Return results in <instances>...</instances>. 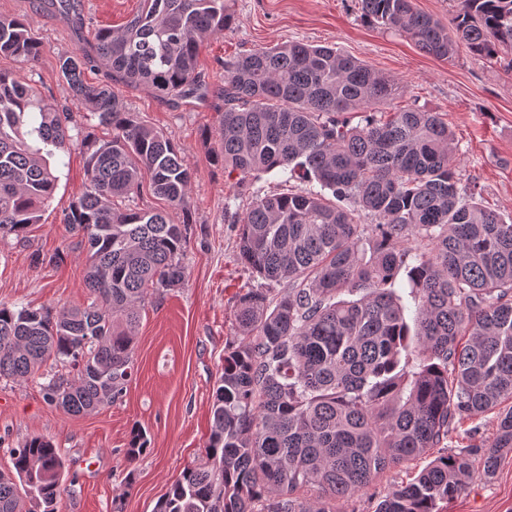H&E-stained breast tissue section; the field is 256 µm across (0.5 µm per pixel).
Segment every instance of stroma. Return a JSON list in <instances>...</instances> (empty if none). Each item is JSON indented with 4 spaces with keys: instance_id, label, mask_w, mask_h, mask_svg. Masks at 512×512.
<instances>
[{
    "instance_id": "stroma-1",
    "label": "stroma",
    "mask_w": 512,
    "mask_h": 512,
    "mask_svg": "<svg viewBox=\"0 0 512 512\" xmlns=\"http://www.w3.org/2000/svg\"><path fill=\"white\" fill-rule=\"evenodd\" d=\"M233 23L207 38L199 69L208 91L174 107L150 91L122 83L112 89L144 123L177 144L192 172L190 210L170 211L186 222L182 261L185 284L148 296L134 345L135 368L119 399L96 411L72 416L43 397L42 379L0 382V471L12 467L10 451L34 437L50 439L65 464L57 512H154L168 487L188 465L201 460L212 425L214 391L224 355L234 340V304L254 279L238 261L236 225L225 208L246 209L236 175L217 162L223 103L214 89L224 82V61L253 50L300 41L335 47L391 77L399 91L396 111L417 105L442 114L459 140L456 173L474 183L486 205L512 213V73L489 66L460 49L453 60L425 54L409 40L365 22L358 0H225ZM86 19L75 30L51 0H0V15L25 16L41 45L38 60L0 55V70L36 87L58 108L71 104L62 82L60 56L89 48L101 27L120 29L141 0H73ZM58 184L40 223L22 236L0 237V302L21 308L89 304L84 286L87 248L81 232L64 222L85 190L86 153L71 145L50 160ZM46 264H34L36 255ZM148 445L136 458L127 448L134 429ZM422 462L387 470L372 486L337 503L338 512H375L385 490L421 470ZM130 490H123L126 475ZM447 512H512V453L493 477L475 474L449 501Z\"/></svg>"
}]
</instances>
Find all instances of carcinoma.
<instances>
[{
  "label": "carcinoma",
  "instance_id": "cac0c4a2",
  "mask_svg": "<svg viewBox=\"0 0 512 512\" xmlns=\"http://www.w3.org/2000/svg\"><path fill=\"white\" fill-rule=\"evenodd\" d=\"M370 24L453 59L464 46L486 63L512 51V0H463L451 23L412 0H358ZM232 24L224 0H143L119 30L99 29L89 53L58 59L80 109L111 131L84 136L88 188L64 223L82 232L85 307L0 304V380L42 376L48 361L73 369L42 384L73 416L119 398L134 360L139 306L186 280V225L117 201L143 187L188 213L190 167L169 137L139 121L108 85L84 71L176 100L201 86L199 43ZM41 45L26 19L0 16V54L26 62ZM224 67L216 160L251 191L238 225V258L261 280L239 294L235 341L215 390L205 460L184 468L155 512H335L391 467L418 460L458 425L512 399V215L461 184L458 140L437 112L379 106L394 80L328 46L295 41ZM73 112L0 71V234L39 221L57 176L48 158L72 141ZM319 185L263 194L262 175ZM375 220L360 223L361 218ZM405 272L417 302L406 321L394 285ZM386 490L376 512H444L473 479L512 452V409L488 437L468 433ZM0 472V512L31 502L56 512L64 462L48 439L11 451Z\"/></svg>",
  "mask_w": 512,
  "mask_h": 512
}]
</instances>
